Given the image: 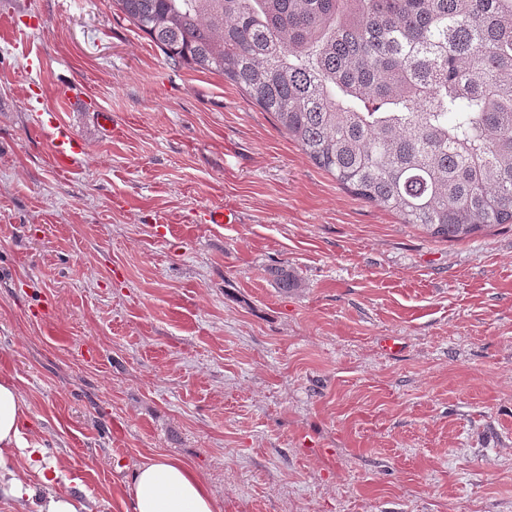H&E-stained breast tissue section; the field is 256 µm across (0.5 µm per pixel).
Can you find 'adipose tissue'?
Masks as SVG:
<instances>
[{
  "label": "adipose tissue",
  "instance_id": "ef3b65f1",
  "mask_svg": "<svg viewBox=\"0 0 512 512\" xmlns=\"http://www.w3.org/2000/svg\"><path fill=\"white\" fill-rule=\"evenodd\" d=\"M28 405L15 383L0 377V507L6 512H88L77 498L56 491L61 468L41 448L25 447ZM24 466H17L16 457ZM133 512H216L203 479L166 455L145 459L131 485Z\"/></svg>",
  "mask_w": 512,
  "mask_h": 512
}]
</instances>
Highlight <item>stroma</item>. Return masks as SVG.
<instances>
[{
    "instance_id": "35a3bbf8",
    "label": "stroma",
    "mask_w": 512,
    "mask_h": 512,
    "mask_svg": "<svg viewBox=\"0 0 512 512\" xmlns=\"http://www.w3.org/2000/svg\"><path fill=\"white\" fill-rule=\"evenodd\" d=\"M0 375L91 512H132L154 453L217 512H512V226L358 199L113 0H0ZM39 125L41 135L48 143L54 165L61 170L71 171L85 154L84 142L67 126L52 122L50 114Z\"/></svg>"
}]
</instances>
